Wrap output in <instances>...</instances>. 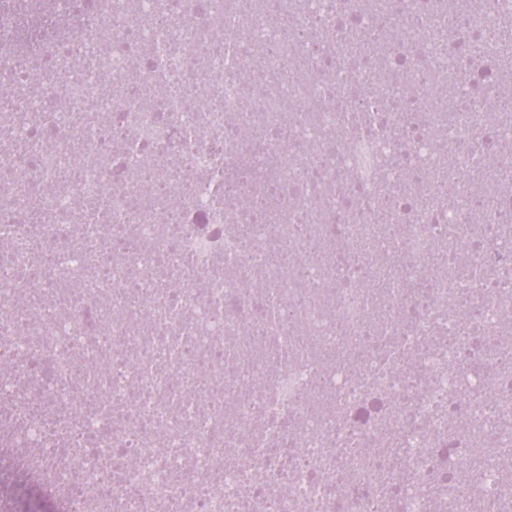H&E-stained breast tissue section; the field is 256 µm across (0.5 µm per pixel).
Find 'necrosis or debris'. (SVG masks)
<instances>
[{"label": "necrosis or debris", "mask_w": 512, "mask_h": 512, "mask_svg": "<svg viewBox=\"0 0 512 512\" xmlns=\"http://www.w3.org/2000/svg\"><path fill=\"white\" fill-rule=\"evenodd\" d=\"M20 2L0 0V475L63 512L512 492V185L479 179L512 143L478 106L447 115L470 53L422 42L432 0L363 18L376 54L343 38L352 0H51L23 50ZM501 2L449 26L499 66Z\"/></svg>", "instance_id": "1"}]
</instances>
